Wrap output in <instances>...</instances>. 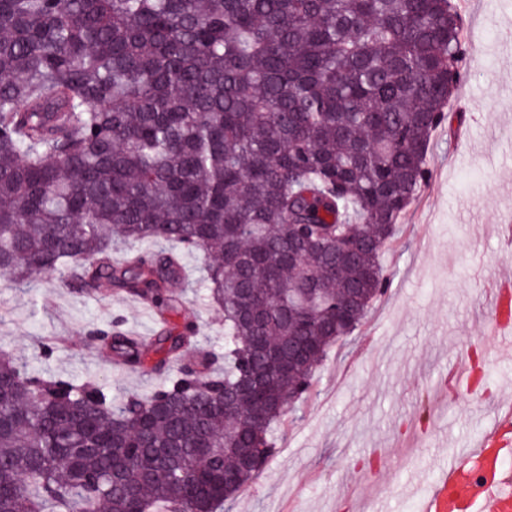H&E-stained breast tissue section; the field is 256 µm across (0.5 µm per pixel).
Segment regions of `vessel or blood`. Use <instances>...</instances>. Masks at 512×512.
<instances>
[{"label":"vessel or blood","instance_id":"1","mask_svg":"<svg viewBox=\"0 0 512 512\" xmlns=\"http://www.w3.org/2000/svg\"><path fill=\"white\" fill-rule=\"evenodd\" d=\"M488 305L495 326L512 324V279L500 278L492 290ZM512 446V418L497 420L495 429L475 448L483 454L490 448ZM467 469L458 465L450 477L440 478L423 501V512H512V490L505 488L502 475H494L480 498L467 494Z\"/></svg>","mask_w":512,"mask_h":512}]
</instances>
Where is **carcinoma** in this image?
<instances>
[{"label":"carcinoma","instance_id":"1","mask_svg":"<svg viewBox=\"0 0 512 512\" xmlns=\"http://www.w3.org/2000/svg\"><path fill=\"white\" fill-rule=\"evenodd\" d=\"M462 28L452 0H0V276L181 319L90 333L159 376L117 401L0 349V512H218L262 472L387 291ZM195 253L227 341L191 361Z\"/></svg>","mask_w":512,"mask_h":512}]
</instances>
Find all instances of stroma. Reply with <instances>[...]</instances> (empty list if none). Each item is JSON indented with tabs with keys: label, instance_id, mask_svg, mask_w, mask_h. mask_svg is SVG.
Returning a JSON list of instances; mask_svg holds the SVG:
<instances>
[{
	"label": "stroma",
	"instance_id": "obj_1",
	"mask_svg": "<svg viewBox=\"0 0 512 512\" xmlns=\"http://www.w3.org/2000/svg\"><path fill=\"white\" fill-rule=\"evenodd\" d=\"M464 24L493 54L456 91L468 111L432 137L429 178L383 252L388 290L355 341L329 350L315 395L277 429L276 456L230 512H420L437 478L511 409L436 397L449 365H468L470 342L480 345L493 390L512 393V358L497 354L512 328L492 333L484 304L496 278L512 276V109L489 90L512 84V52L498 49L512 40V0H473ZM186 263L196 344L222 350L224 316L206 297L207 262L195 254ZM115 318L127 333H153V313L130 297L81 293L58 273L32 288L0 276V346L34 368L100 379L116 399L149 392L155 378L114 365L86 341ZM375 449L387 456L383 469L356 487L342 482Z\"/></svg>",
	"mask_w": 512,
	"mask_h": 512
}]
</instances>
